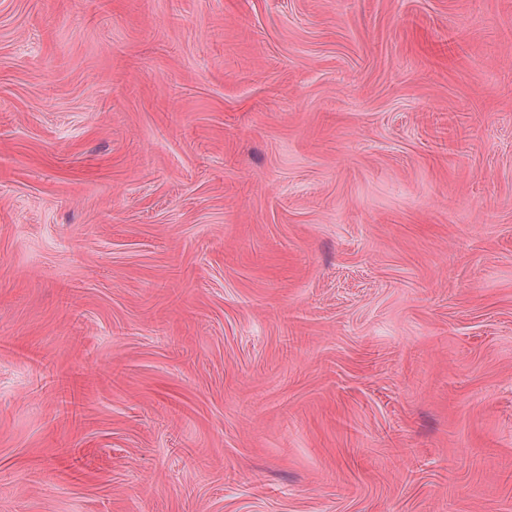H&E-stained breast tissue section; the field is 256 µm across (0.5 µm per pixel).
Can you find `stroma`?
<instances>
[{"label": "stroma", "instance_id": "obj_1", "mask_svg": "<svg viewBox=\"0 0 512 512\" xmlns=\"http://www.w3.org/2000/svg\"><path fill=\"white\" fill-rule=\"evenodd\" d=\"M0 512H512V0H0Z\"/></svg>", "mask_w": 512, "mask_h": 512}]
</instances>
